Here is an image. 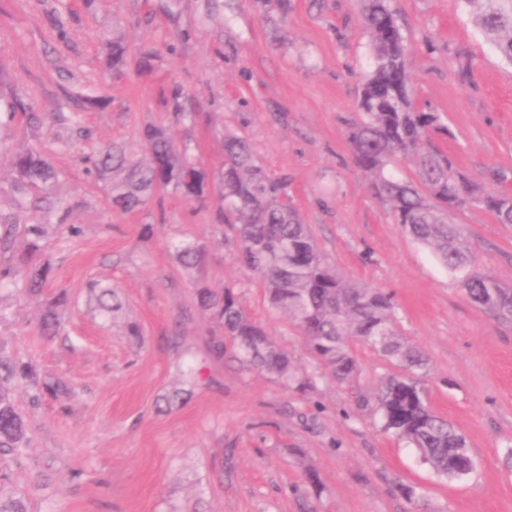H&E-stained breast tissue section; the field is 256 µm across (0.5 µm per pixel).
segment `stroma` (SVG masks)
Instances as JSON below:
<instances>
[{
	"instance_id": "1",
	"label": "stroma",
	"mask_w": 512,
	"mask_h": 512,
	"mask_svg": "<svg viewBox=\"0 0 512 512\" xmlns=\"http://www.w3.org/2000/svg\"><path fill=\"white\" fill-rule=\"evenodd\" d=\"M406 36L418 105L438 112L435 144L472 181L512 190V66L500 60L457 0H390ZM119 27L130 50L156 47L151 67L130 63L104 78L100 39ZM470 64L462 74V64ZM369 72L360 0H0V91L23 109L0 128V178L32 148L60 172L51 192L69 205L72 237L49 226L37 262L54 277L41 295L0 286V344L68 393L15 402L30 443L0 463V485L27 512H512V324L471 303L429 248L415 242L354 165L348 135ZM185 94L194 121L165 101ZM104 97L80 125L66 92ZM45 121L31 128L25 108ZM148 126L169 130L201 166L219 171L223 132L245 137L257 161L287 176L289 194L318 248L344 279L390 293L399 331L429 359L428 403L461 433L477 461L463 480L434 476L414 449L383 432L366 406L395 373L354 348L362 373L337 385L313 361L292 320L272 308L238 242L205 204L168 191L127 213L90 173L99 145L140 149ZM477 267L512 286V224L474 206L452 214ZM204 244L203 275L176 245ZM234 287L309 388L240 365L195 299V282ZM120 307L99 310L98 289ZM62 331L39 332L46 305ZM138 335H130V326ZM402 484L416 486L407 502Z\"/></svg>"
}]
</instances>
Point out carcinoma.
<instances>
[{
	"label": "carcinoma",
	"instance_id": "carcinoma-1",
	"mask_svg": "<svg viewBox=\"0 0 512 512\" xmlns=\"http://www.w3.org/2000/svg\"><path fill=\"white\" fill-rule=\"evenodd\" d=\"M362 2L370 72L359 94L361 117L350 132L354 162L370 178L376 197L389 207L396 223L459 275L469 300L512 322V288L478 270L462 227L449 220L450 214L473 204L492 213L498 223L512 224V194L470 181L432 144V136L444 126L438 113L422 110L413 101L406 40L389 0ZM456 2L468 9L474 26L512 65V0ZM103 41L105 72L114 79L125 76L128 47L123 34L114 28L112 37ZM141 139L142 158L114 142L92 160L94 172L108 182L112 208L134 211L170 188L201 202L213 180L219 179L224 223L235 226L244 266L260 279L272 307L288 314L301 330L312 358L339 383L358 377L356 343L395 363L399 372L385 377L374 395L383 429L417 448L435 475L458 480L473 474L477 463L465 438L427 403L422 383L427 358L397 329L391 296L344 280L321 254L288 200V178L270 174L257 163L248 141L231 132L224 133V167L217 177L192 161L166 129L148 126ZM398 158L414 163L418 183L399 180L388 171ZM56 179L46 155L34 149L15 154L10 181L15 207L40 215L37 223L24 229L32 254L42 248L46 224L54 223L71 235L79 233L76 225L66 223L69 210L58 199L33 193ZM204 255L199 244H185L177 251L188 270L200 269ZM50 274L51 267L45 264L6 266L0 268V281L19 276L28 293L38 295ZM197 301L230 338L242 363L274 374L289 386H309L288 354L251 320L232 288L216 291L202 286ZM40 327L46 336L59 333L52 308L43 314ZM20 380L34 390L35 400L46 389L35 369L18 362L0 343V459H17L27 447V424L12 394V385Z\"/></svg>",
	"mask_w": 512,
	"mask_h": 512
}]
</instances>
